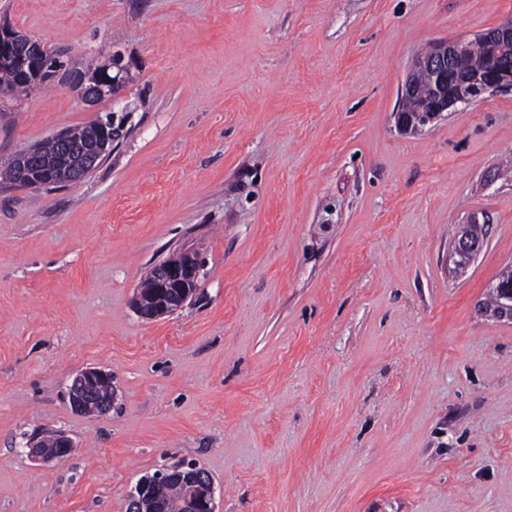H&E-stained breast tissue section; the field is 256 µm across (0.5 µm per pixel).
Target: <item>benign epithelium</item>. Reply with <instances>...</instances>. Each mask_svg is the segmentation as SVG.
<instances>
[{"label":"benign epithelium","instance_id":"obj_1","mask_svg":"<svg viewBox=\"0 0 512 512\" xmlns=\"http://www.w3.org/2000/svg\"><path fill=\"white\" fill-rule=\"evenodd\" d=\"M512 42V18L478 34L472 40L456 39L433 43L416 56L401 85V97H410L415 90V77L423 72L430 78L426 107L418 112L399 108L395 112L396 127L402 132H418L450 112H459L485 98L487 94L512 90V57L492 47ZM480 43L490 52L476 67L468 62L472 45ZM0 66L16 71L33 84L42 79L60 82L65 90L89 107L104 100L116 101L129 80L130 66L115 52L107 62L95 68L81 69L52 54L48 47L7 24H0ZM112 133L104 134L80 150L78 163L56 178L48 176L49 161L37 145L17 151L6 166L0 165V178L14 188L50 189L78 182L85 178L112 149ZM488 237L485 224L469 225L453 242L451 255L457 268L469 266ZM200 262L192 249H178L158 264L156 283L150 292L137 291L134 305L144 318L170 315L183 307L200 287ZM501 301L494 311L498 317L512 319V289L498 288ZM100 382L112 383L105 371L88 367L74 376L69 387V402L76 412L91 406L93 391ZM72 440L63 432L52 435L48 443L38 437L29 442L28 454L36 461H62ZM176 483L185 492L182 512H216L214 484L205 470L195 464L164 468L139 480L127 495L128 512H166L167 506L156 493L163 484Z\"/></svg>","mask_w":512,"mask_h":512}]
</instances>
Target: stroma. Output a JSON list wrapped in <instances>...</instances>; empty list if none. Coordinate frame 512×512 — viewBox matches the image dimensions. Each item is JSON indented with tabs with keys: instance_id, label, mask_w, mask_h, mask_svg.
Here are the masks:
<instances>
[{
	"instance_id": "obj_1",
	"label": "stroma",
	"mask_w": 512,
	"mask_h": 512,
	"mask_svg": "<svg viewBox=\"0 0 512 512\" xmlns=\"http://www.w3.org/2000/svg\"><path fill=\"white\" fill-rule=\"evenodd\" d=\"M512 0H0L121 100L0 102V159L112 116L111 152L51 192L0 187V512H125L194 463L216 512H512V321L480 314L512 262V91L418 133L413 59ZM488 225L465 273L452 233ZM198 293L141 318L174 250ZM112 375L103 414L75 374ZM76 450L38 464L28 438ZM100 382L112 384L111 375L95 367L84 368L76 373L68 392L69 402L74 411L85 412L92 405L94 387ZM109 392L110 387L108 385H100L95 388V397L92 401L93 404H96L100 400L97 408L98 413H103L112 406V392L109 397L104 399Z\"/></svg>"
}]
</instances>
